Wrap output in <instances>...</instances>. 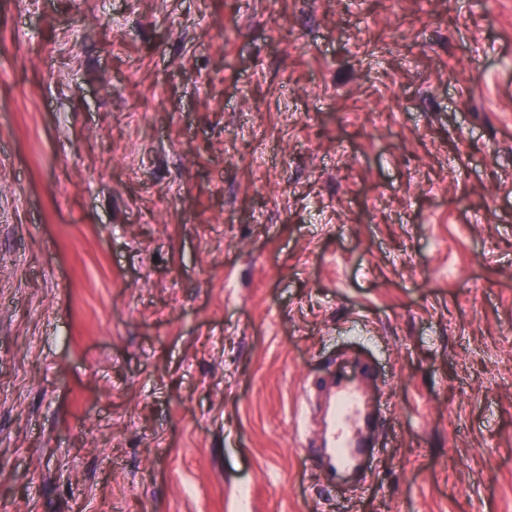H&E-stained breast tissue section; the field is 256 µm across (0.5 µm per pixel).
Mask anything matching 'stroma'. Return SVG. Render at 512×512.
Listing matches in <instances>:
<instances>
[{"mask_svg":"<svg viewBox=\"0 0 512 512\" xmlns=\"http://www.w3.org/2000/svg\"><path fill=\"white\" fill-rule=\"evenodd\" d=\"M0 512H512V0H0ZM367 420L365 399L359 384L352 380L339 381L322 445V450L329 452L333 484L336 482V472L363 468L372 456L373 448H364L361 436L362 426Z\"/></svg>","mask_w":512,"mask_h":512,"instance_id":"35a3bbf8","label":"stroma"}]
</instances>
